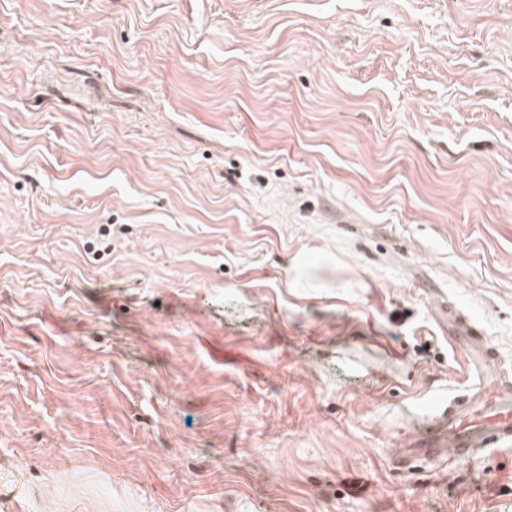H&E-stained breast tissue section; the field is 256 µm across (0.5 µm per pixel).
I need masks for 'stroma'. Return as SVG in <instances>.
Wrapping results in <instances>:
<instances>
[{"mask_svg": "<svg viewBox=\"0 0 512 512\" xmlns=\"http://www.w3.org/2000/svg\"><path fill=\"white\" fill-rule=\"evenodd\" d=\"M512 361V0H0V512H512L396 464Z\"/></svg>", "mask_w": 512, "mask_h": 512, "instance_id": "stroma-1", "label": "stroma"}]
</instances>
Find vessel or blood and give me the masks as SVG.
Listing matches in <instances>:
<instances>
[{
  "label": "vessel or blood",
  "instance_id": "b4317fda",
  "mask_svg": "<svg viewBox=\"0 0 512 512\" xmlns=\"http://www.w3.org/2000/svg\"><path fill=\"white\" fill-rule=\"evenodd\" d=\"M448 335L478 381L455 398L435 402L409 446L397 452V460L411 454L471 457L484 448L512 447V365L501 361L471 317L453 308L448 311Z\"/></svg>",
  "mask_w": 512,
  "mask_h": 512
}]
</instances>
